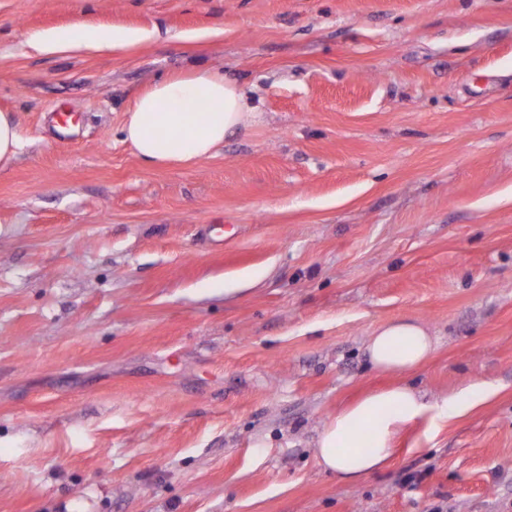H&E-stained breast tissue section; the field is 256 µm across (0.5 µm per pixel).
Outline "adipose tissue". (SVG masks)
<instances>
[{"instance_id":"1","label":"adipose tissue","mask_w":512,"mask_h":512,"mask_svg":"<svg viewBox=\"0 0 512 512\" xmlns=\"http://www.w3.org/2000/svg\"><path fill=\"white\" fill-rule=\"evenodd\" d=\"M141 39V32L130 29H92L78 38L61 29L37 34L34 42L53 53L125 49ZM195 90L205 94V111L185 105L187 95ZM252 117L237 82L209 69H196L159 80L139 94L125 112L122 132L145 163L186 166L214 156L225 139ZM435 349L428 331L411 319L381 325L366 344L371 366L396 374L416 370ZM470 395L465 389L433 404L406 383L368 392L323 423L315 439L316 461L338 479L358 482L388 463L395 439L425 413H432L434 424L447 422L472 407Z\"/></svg>"}]
</instances>
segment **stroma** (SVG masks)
Segmentation results:
<instances>
[{
  "instance_id": "35a3bbf8",
  "label": "stroma",
  "mask_w": 512,
  "mask_h": 512,
  "mask_svg": "<svg viewBox=\"0 0 512 512\" xmlns=\"http://www.w3.org/2000/svg\"><path fill=\"white\" fill-rule=\"evenodd\" d=\"M101 26L147 38L29 43ZM200 66L255 118L144 163L126 110ZM0 110V512H512V0H0ZM401 318L404 382L492 392L342 482L316 432ZM142 39L139 31L121 28L92 29L75 38L69 30H53L37 34L33 41L44 52L72 50H116L138 44ZM22 138L10 112L0 111V169L16 160L22 149ZM436 342L417 321L398 319L374 330L366 344L371 366L385 372L409 373L426 362Z\"/></svg>"
}]
</instances>
